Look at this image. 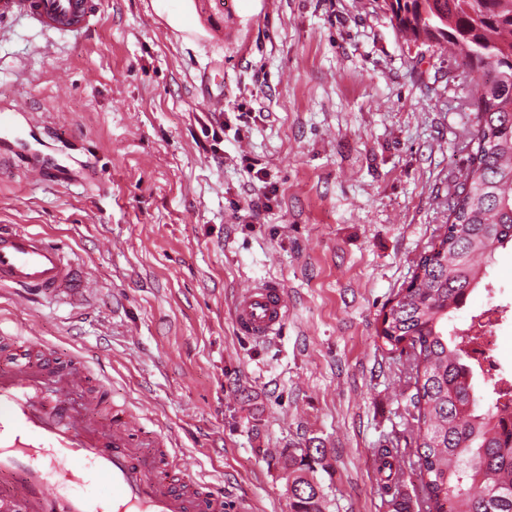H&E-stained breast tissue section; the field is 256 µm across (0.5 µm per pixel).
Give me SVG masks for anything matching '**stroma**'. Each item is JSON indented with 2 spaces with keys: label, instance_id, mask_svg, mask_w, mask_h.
<instances>
[{
  "label": "stroma",
  "instance_id": "1",
  "mask_svg": "<svg viewBox=\"0 0 512 512\" xmlns=\"http://www.w3.org/2000/svg\"><path fill=\"white\" fill-rule=\"evenodd\" d=\"M197 2L101 0L79 39L0 25V226L47 235L92 279L78 301L0 288V331L83 359L191 476L255 512L290 510L274 448L324 449V512H392L396 493L423 512L407 360L377 332L448 220L474 87L380 0ZM32 162L61 178L31 180ZM264 280L288 321L255 341L231 306ZM489 281L451 327L512 302L511 247Z\"/></svg>",
  "mask_w": 512,
  "mask_h": 512
}]
</instances>
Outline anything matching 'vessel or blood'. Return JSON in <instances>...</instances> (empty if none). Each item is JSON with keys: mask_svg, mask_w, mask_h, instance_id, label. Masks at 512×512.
I'll use <instances>...</instances> for the list:
<instances>
[{"mask_svg": "<svg viewBox=\"0 0 512 512\" xmlns=\"http://www.w3.org/2000/svg\"><path fill=\"white\" fill-rule=\"evenodd\" d=\"M99 0H0V23L25 17L46 31L83 36ZM87 272L39 232L0 228V288L83 297ZM288 319L279 283L241 291L233 303L239 334L277 336ZM82 361L35 358L0 366V512H224V489L179 474L163 435L124 409L97 412Z\"/></svg>", "mask_w": 512, "mask_h": 512, "instance_id": "1", "label": "vessel or blood"}]
</instances>
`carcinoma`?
<instances>
[{
    "label": "carcinoma",
    "mask_w": 512,
    "mask_h": 512,
    "mask_svg": "<svg viewBox=\"0 0 512 512\" xmlns=\"http://www.w3.org/2000/svg\"><path fill=\"white\" fill-rule=\"evenodd\" d=\"M405 41L446 47L479 73L472 153L448 203V224L416 261L410 285L392 299L379 331L391 350L406 343L415 371L411 403L426 512H512V406L496 394L484 406L464 338L448 333L451 313L486 276L495 252L512 245V0H382ZM319 448L281 455L291 512H323L314 480ZM378 473L393 480L399 461L380 450Z\"/></svg>",
    "instance_id": "cac0c4a2"
}]
</instances>
